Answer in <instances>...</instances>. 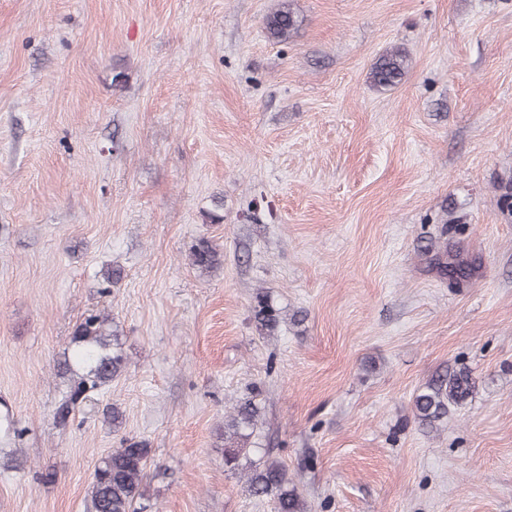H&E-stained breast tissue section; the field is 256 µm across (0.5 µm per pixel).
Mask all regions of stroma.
<instances>
[{"mask_svg":"<svg viewBox=\"0 0 512 512\" xmlns=\"http://www.w3.org/2000/svg\"><path fill=\"white\" fill-rule=\"evenodd\" d=\"M275 3L0 0V416L24 431L0 435V512H89L124 435L147 512H273L224 465L253 388L307 512H512V0H293L285 44ZM396 47L404 77L373 87ZM100 310L126 366L58 421ZM447 369L476 391L421 426ZM299 20L291 9L289 0H278L275 8L265 18L268 37L276 43L288 42L297 32ZM192 265L201 272H209L221 264L219 250L209 241L202 240L194 245L191 251ZM257 306L255 307V320L261 331H266L268 335L274 333L280 324V312L275 309L268 301L267 295H258Z\"/></svg>","mask_w":512,"mask_h":512,"instance_id":"stroma-1","label":"stroma"}]
</instances>
